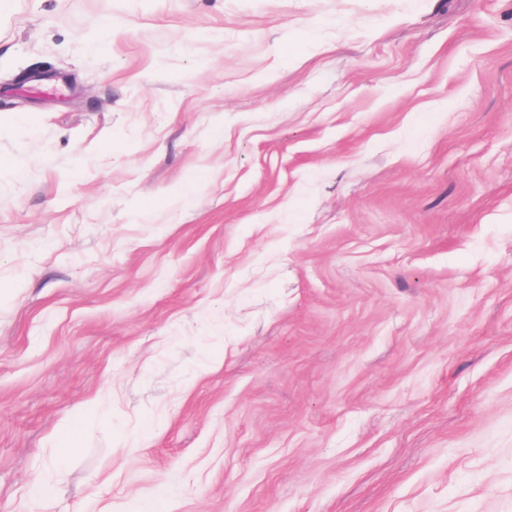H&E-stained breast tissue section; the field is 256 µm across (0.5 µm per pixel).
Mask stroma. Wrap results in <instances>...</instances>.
Listing matches in <instances>:
<instances>
[{"label": "stroma", "instance_id": "stroma-1", "mask_svg": "<svg viewBox=\"0 0 512 512\" xmlns=\"http://www.w3.org/2000/svg\"><path fill=\"white\" fill-rule=\"evenodd\" d=\"M0 113V512H512V0H0Z\"/></svg>", "mask_w": 512, "mask_h": 512}]
</instances>
